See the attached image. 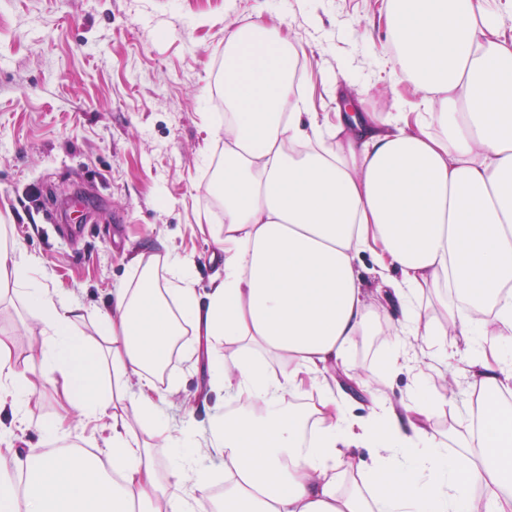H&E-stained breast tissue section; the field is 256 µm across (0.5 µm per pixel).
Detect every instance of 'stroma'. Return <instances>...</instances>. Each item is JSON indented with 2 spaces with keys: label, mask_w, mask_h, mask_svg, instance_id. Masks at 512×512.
<instances>
[{
  "label": "stroma",
  "mask_w": 512,
  "mask_h": 512,
  "mask_svg": "<svg viewBox=\"0 0 512 512\" xmlns=\"http://www.w3.org/2000/svg\"><path fill=\"white\" fill-rule=\"evenodd\" d=\"M388 0H0V225L38 263V277L88 311L77 327L104 343L95 320L114 289L136 287L138 260L178 255L199 294L223 272L224 207L211 189L224 163V123L214 104L216 64L227 37L286 20L301 56L296 91L318 123L344 103L357 111H409L421 93L398 82L383 31ZM0 337L24 373L39 341L21 291L0 293ZM346 370L373 397L408 400L420 378L437 390L441 364L392 369L384 336L352 344ZM168 377L180 389L167 412L208 418L225 405L209 389L205 361L176 356ZM25 421L0 414V433L18 448L92 449L93 425L74 420L54 438L42 419L60 411V384L39 380Z\"/></svg>",
  "instance_id": "35a3bbf8"
}]
</instances>
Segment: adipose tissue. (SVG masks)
I'll return each mask as SVG.
<instances>
[{
    "label": "adipose tissue",
    "instance_id": "adipose-tissue-1",
    "mask_svg": "<svg viewBox=\"0 0 512 512\" xmlns=\"http://www.w3.org/2000/svg\"><path fill=\"white\" fill-rule=\"evenodd\" d=\"M498 2L390 0L387 45L401 75L440 97L439 111L410 120L341 112L336 125L305 124L306 102L291 98L290 40L263 25L232 33L224 276L202 296L187 262L165 256L173 279L164 288L145 265L137 287L97 314L107 348L78 334L84 307L45 288L34 260L0 232V283L22 287L36 315L40 376L60 381L70 408L106 434L96 452L23 451L0 436V460L26 476L20 486L0 477V512H512V408L501 404L512 393V32ZM364 251L384 300L355 270ZM429 288L445 322L421 305ZM489 315L501 334L492 358L478 341ZM375 317L395 362L416 338L447 361L449 331L462 336L479 424L458 451L430 427L455 407L452 391L419 390L396 405L373 402L369 419L350 416L336 371ZM188 333L208 357L210 385L231 402L204 437L163 412L178 381L156 382ZM226 344L239 353L225 357ZM10 361L1 338L0 409L23 419L36 382ZM133 417L168 448L167 462L139 442ZM216 458L224 493L211 505ZM359 474L365 489L342 491Z\"/></svg>",
    "mask_w": 512,
    "mask_h": 512
}]
</instances>
